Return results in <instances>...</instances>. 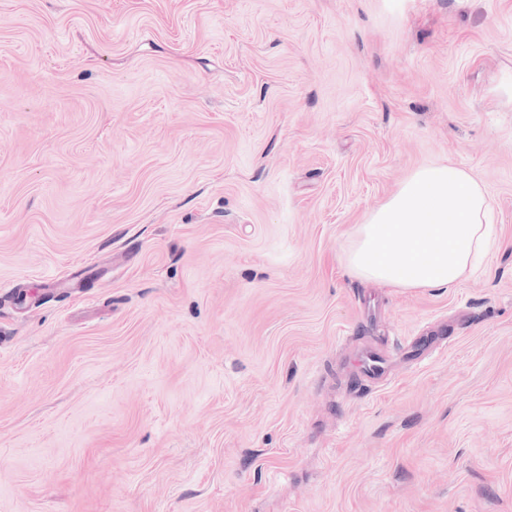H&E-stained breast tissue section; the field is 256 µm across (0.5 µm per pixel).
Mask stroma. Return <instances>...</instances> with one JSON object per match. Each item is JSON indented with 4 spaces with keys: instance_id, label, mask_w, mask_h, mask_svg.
Here are the masks:
<instances>
[{
    "instance_id": "obj_1",
    "label": "stroma",
    "mask_w": 512,
    "mask_h": 512,
    "mask_svg": "<svg viewBox=\"0 0 512 512\" xmlns=\"http://www.w3.org/2000/svg\"><path fill=\"white\" fill-rule=\"evenodd\" d=\"M434 162L500 246L348 276ZM0 512H512V0H0Z\"/></svg>"
}]
</instances>
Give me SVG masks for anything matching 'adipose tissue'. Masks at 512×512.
Wrapping results in <instances>:
<instances>
[{
  "instance_id": "1",
  "label": "adipose tissue",
  "mask_w": 512,
  "mask_h": 512,
  "mask_svg": "<svg viewBox=\"0 0 512 512\" xmlns=\"http://www.w3.org/2000/svg\"><path fill=\"white\" fill-rule=\"evenodd\" d=\"M490 202L475 179L445 163L417 168L356 227L348 275L393 288H452L498 243Z\"/></svg>"
}]
</instances>
